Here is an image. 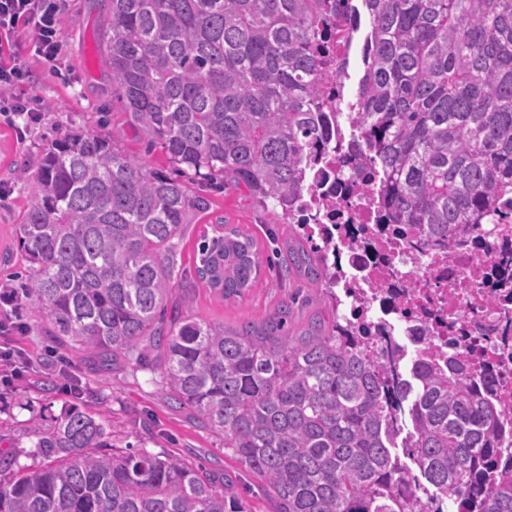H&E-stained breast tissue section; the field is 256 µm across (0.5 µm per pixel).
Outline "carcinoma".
Wrapping results in <instances>:
<instances>
[{"label": "carcinoma", "mask_w": 512, "mask_h": 512, "mask_svg": "<svg viewBox=\"0 0 512 512\" xmlns=\"http://www.w3.org/2000/svg\"><path fill=\"white\" fill-rule=\"evenodd\" d=\"M341 2L370 22L350 147L376 166L392 223L441 247L492 223L512 196V0H110L101 51L174 168L242 184L290 222L328 146L322 54ZM31 180L15 226L30 266L10 277L53 347L88 352L102 374L120 359L152 367L166 397L262 478L271 512H427L428 499L512 512L504 408L456 357L418 353L407 377L405 347L376 356L344 314L272 345L250 323L168 319L174 249L207 200L90 131L54 140ZM299 228L284 261L340 307L327 252ZM212 232L197 279L241 297L262 276L257 243ZM105 437L102 414L75 409L39 433L43 465L19 468L0 449V512H252L205 467L115 455Z\"/></svg>", "instance_id": "cac0c4a2"}]
</instances>
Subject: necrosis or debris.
Listing matches in <instances>:
<instances>
[{
    "label": "necrosis or debris",
    "instance_id": "4bbe7bcc",
    "mask_svg": "<svg viewBox=\"0 0 512 512\" xmlns=\"http://www.w3.org/2000/svg\"><path fill=\"white\" fill-rule=\"evenodd\" d=\"M364 158L332 150L310 174L299 206L336 258V283L352 298L348 316L372 336L395 328L421 337L424 354L460 353L492 396L512 406V198L497 221L443 249L406 224H391Z\"/></svg>",
    "mask_w": 512,
    "mask_h": 512
}]
</instances>
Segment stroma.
<instances>
[{
    "mask_svg": "<svg viewBox=\"0 0 512 512\" xmlns=\"http://www.w3.org/2000/svg\"><path fill=\"white\" fill-rule=\"evenodd\" d=\"M109 8L108 0H61L63 47L56 61L33 54L30 35L19 31L16 51L30 76L8 94L34 108L40 119L25 135L0 124V254L8 253V263L0 262V281L18 269L21 259L13 246L15 224L33 200L30 178L37 170L47 144L75 130L94 131L116 143L152 169L171 172L161 148H148L145 135L129 120L126 108L112 91V79L102 60L98 38ZM107 123H100V115ZM195 192L209 201L207 212L196 216L178 247V285L169 301L179 316L237 327L245 322L262 323L283 299L282 293L262 281L241 299L222 301L194 278L200 233L210 231L216 218L250 231L262 254L287 249L298 237L297 227L285 223L274 204L262 205L242 185L222 187L198 183ZM28 328L18 338L0 337V347H21L30 363L27 374L6 385L0 383V440L17 447L22 466L37 463L33 446L35 430L53 427L72 407L102 413L110 433L114 453L137 449L178 456L191 464H203L223 481L227 495L248 501L253 512H270L261 491V481L235 461L221 437L197 426L190 409L172 408L155 381L153 372L134 369L127 363L111 373L100 374L79 350L69 351V362L80 384L79 396L52 389L40 375L49 349L46 325L39 318L32 299L24 301Z\"/></svg>",
    "mask_w": 512,
    "mask_h": 512,
    "instance_id": "1",
    "label": "stroma"
}]
</instances>
